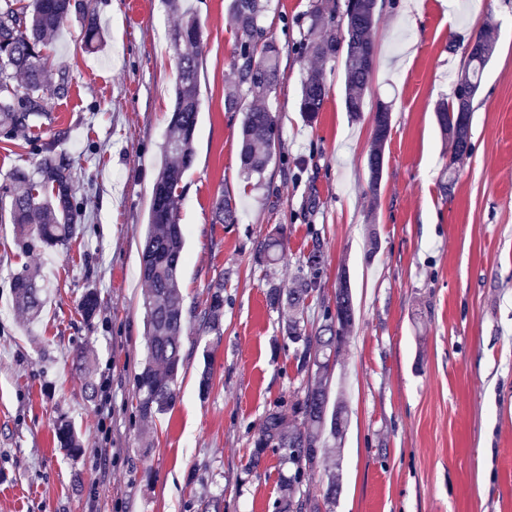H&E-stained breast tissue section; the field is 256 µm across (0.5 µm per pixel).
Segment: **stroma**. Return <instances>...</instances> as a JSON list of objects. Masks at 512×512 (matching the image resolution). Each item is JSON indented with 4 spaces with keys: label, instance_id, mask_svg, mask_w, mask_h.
Returning <instances> with one entry per match:
<instances>
[{
    "label": "stroma",
    "instance_id": "35a3bbf8",
    "mask_svg": "<svg viewBox=\"0 0 512 512\" xmlns=\"http://www.w3.org/2000/svg\"><path fill=\"white\" fill-rule=\"evenodd\" d=\"M379 3L375 70L353 119L341 60L297 50L312 0H267L263 24L284 78L262 104L282 137L259 185L240 174L241 116L224 109L236 87L229 0H89L102 48H85L76 17L49 40L68 88L52 95L37 133L65 134L80 231L68 246L24 251L13 225L0 224V512H203L212 503L273 512L291 469L271 452L251 464L253 441L266 413L289 411L309 377L283 336L288 313L270 308L266 290L290 285L316 242L324 265L307 328L322 325L342 274L355 318L331 374L343 392V436L306 478L313 512H512V0ZM187 12L203 37L195 157L180 184L189 318L179 398L146 436L134 397L146 356L140 243L174 104L169 36ZM489 19L495 51L473 102L472 152L447 194L449 145L435 106ZM311 69L323 72L327 99L308 123L298 96ZM381 100L392 105V129L374 197L366 162ZM222 194L236 202V223L213 221ZM278 225L285 257L269 265L259 249ZM25 266L40 269L47 290L32 324L11 288ZM219 282L221 329L200 333L197 314ZM90 288L101 306L87 322L77 304ZM62 413L81 456L54 441ZM330 461L339 476L332 502L323 496Z\"/></svg>",
    "mask_w": 512,
    "mask_h": 512
}]
</instances>
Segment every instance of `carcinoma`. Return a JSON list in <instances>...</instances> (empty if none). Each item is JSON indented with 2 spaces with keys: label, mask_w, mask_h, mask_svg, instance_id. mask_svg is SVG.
Returning a JSON list of instances; mask_svg holds the SVG:
<instances>
[{
  "label": "carcinoma",
  "mask_w": 512,
  "mask_h": 512,
  "mask_svg": "<svg viewBox=\"0 0 512 512\" xmlns=\"http://www.w3.org/2000/svg\"><path fill=\"white\" fill-rule=\"evenodd\" d=\"M19 0H0V135L12 140L38 127L48 113L44 88L49 84L50 67L44 54L48 36L57 32L69 16L77 12L72 0H32L27 7ZM237 40L232 55L235 83L246 88L254 102L245 103L243 96L231 92L225 97L227 112L242 113L241 171L247 179L262 180L273 162L280 144V127L271 112L255 100L266 96L283 79L279 60L280 48L261 25L265 6L261 0H230ZM84 23V43L96 49L103 35L94 15L81 11ZM307 38L299 43L298 51H309L322 60L340 58L346 76L345 110L357 118L363 112L364 92L374 71L375 56L372 33L378 24V4H354L344 0L343 32L328 33L325 27L334 23L322 5L316 3L308 15ZM177 58L178 81L175 103L168 123V134L160 146L161 165L154 182L148 223L141 247V277L148 290L143 297L147 355L135 376L136 417L144 425L155 422L176 403L177 381L182 368V333L187 315L179 288V274L184 261L185 232L179 222L180 183L194 160V141L199 121V55L202 33L197 20L186 15L169 37ZM491 56L465 54L450 99L438 104L436 119L442 132H447L449 111L456 109L464 91L478 92ZM25 78L24 91L11 86L12 79ZM327 90L322 71L313 69L302 77L299 91V112L311 123L324 108ZM472 112H466L463 136L451 143L454 162L470 155ZM392 122L391 106L379 102L373 113V139L367 158L369 189L377 196L385 166V145ZM60 137L49 141H34L38 166L28 171L12 170L0 181V223L15 225L23 247L28 250L58 248L77 234V218L81 202L74 184L71 159L57 151ZM214 216L220 224L237 220L236 206L231 199L219 196ZM265 261L275 264L283 253V230L278 228L262 243ZM323 263L320 243L303 256L307 272L289 286L272 284L266 292L268 304L275 308L288 304L285 333L293 347L297 369L311 375L313 381L301 398L291 407V416L279 409L269 411L263 419L255 451L257 458L265 450L282 454L293 466L288 478V494L284 501L274 503V512H304L310 493L299 492L307 470L316 463L324 437L340 439L345 419L341 394L329 404L328 372L330 361L336 358L343 332L354 321V308L347 276L342 275V287L337 289L335 303L344 318L326 309L324 324L315 332L307 331L303 313L306 302L316 288ZM17 307L38 319L44 308L45 293L38 269L26 267L13 279ZM99 295L86 291L79 300V311L86 321L95 318ZM224 316V285L209 288L205 307L198 314L203 329L217 331ZM57 445L71 455L83 452L76 427L65 415L57 416L53 424Z\"/></svg>",
  "instance_id": "carcinoma-1"
}]
</instances>
